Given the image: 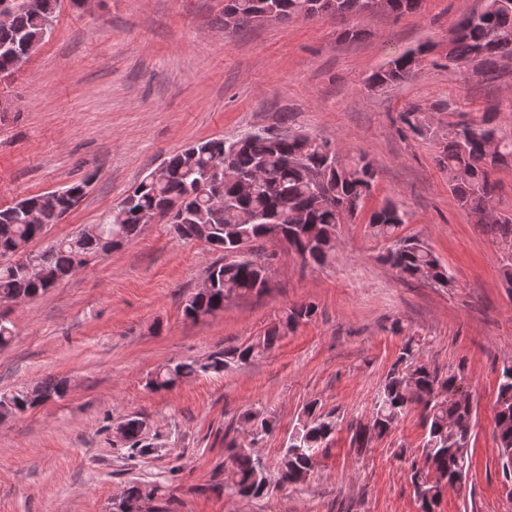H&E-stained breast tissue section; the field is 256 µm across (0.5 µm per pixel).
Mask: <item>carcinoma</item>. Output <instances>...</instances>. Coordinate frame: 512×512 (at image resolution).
<instances>
[{
    "instance_id": "carcinoma-1",
    "label": "carcinoma",
    "mask_w": 512,
    "mask_h": 512,
    "mask_svg": "<svg viewBox=\"0 0 512 512\" xmlns=\"http://www.w3.org/2000/svg\"><path fill=\"white\" fill-rule=\"evenodd\" d=\"M11 23L0 28V74L9 75L28 58L31 46L48 38L59 8V0H12ZM421 0H386V10L395 14L417 11ZM227 6L247 25L258 18L281 20L311 19L324 14H363L375 8V0H228ZM429 47L419 46L382 66L368 78V86L385 89L404 81ZM512 58V0H486L484 9L460 19L448 35V62L477 66L482 73L496 67V58ZM492 111L461 113V120L448 130L439 163L448 169V186L459 207L500 236L512 250V217L494 222L488 213L496 210L498 185L491 170L512 159V137L497 134ZM319 139L304 133H276L266 129L248 132L236 139L212 138L198 141L164 160L165 175L154 180L146 175L113 208L102 224L79 230L36 253L41 266L38 277H28L16 261L31 242L45 236L48 228L68 213L85 195L90 178L74 182L63 190L26 197L0 210V306L20 297L32 300L79 268L77 255L91 259L137 237L143 227L140 214L149 212L170 225L179 240L206 243L222 257L210 266L206 279L211 287L195 293L184 306V315H213L224 309V289L237 293L264 290L269 269L252 260L245 248L263 240L280 244L286 240L306 266H320L332 250L337 227L355 220L364 209L374 187L377 170L367 156L348 162L339 152L318 146ZM221 162L239 175L249 177L256 170L260 178L246 192L239 183L217 176ZM224 194V208L209 205L214 190ZM41 215L37 224L26 220L25 209ZM407 213L396 203L386 202L368 220L370 232L390 241L381 260L403 280L423 279L441 287L448 285L447 269L433 251L420 241L400 237L397 231ZM315 314L312 305L291 307L278 322L250 343L212 354L203 364L196 360L169 363L154 372L151 387L169 389L200 373H220L234 363H247L265 354L288 332ZM463 368L448 375L418 359V349L407 341L399 358L388 371L376 394L372 421L354 426L352 445L365 448L387 434L413 409H420L425 433L422 466L413 474L415 495L421 512H436L448 483L462 481L471 466L469 442L473 412L458 398ZM67 392L64 380L49 379L32 388L20 387L0 395V415H22ZM239 420L262 441L274 430L264 411H245ZM338 420L333 412L307 404L283 448L277 484L299 485L313 472L312 461L324 451L335 433ZM494 428L499 462L506 482L512 481V459L504 450L512 448V364L503 366L494 404ZM128 450L144 453L147 422L131 416L117 425ZM224 487L245 498L262 497L270 485L261 480L265 465L244 445L233 439L226 445ZM162 480L131 481L124 495L163 496Z\"/></svg>"
}]
</instances>
